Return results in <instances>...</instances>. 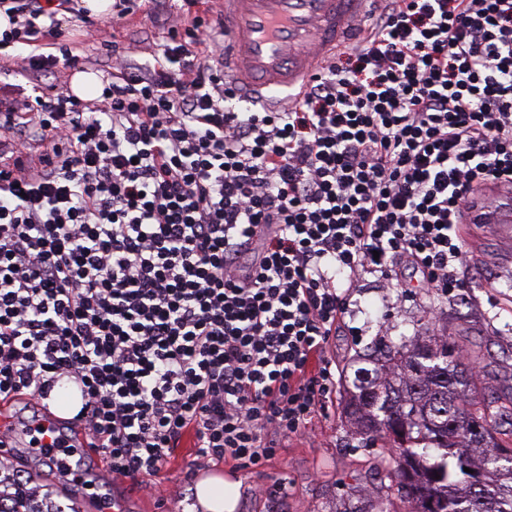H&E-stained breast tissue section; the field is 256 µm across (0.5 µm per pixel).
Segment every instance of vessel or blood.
<instances>
[{
    "label": "vessel or blood",
    "instance_id": "1",
    "mask_svg": "<svg viewBox=\"0 0 512 512\" xmlns=\"http://www.w3.org/2000/svg\"><path fill=\"white\" fill-rule=\"evenodd\" d=\"M374 0H224V72L248 97L275 101L297 90L351 38ZM469 224L494 225L512 246V190L498 188L493 203L466 216ZM74 419L55 411L30 425L31 452L51 467L69 468L71 456L90 452L87 438L66 431Z\"/></svg>",
    "mask_w": 512,
    "mask_h": 512
}]
</instances>
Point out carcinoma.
<instances>
[{
  "label": "carcinoma",
  "mask_w": 512,
  "mask_h": 512,
  "mask_svg": "<svg viewBox=\"0 0 512 512\" xmlns=\"http://www.w3.org/2000/svg\"><path fill=\"white\" fill-rule=\"evenodd\" d=\"M354 372L350 414L367 441L387 440L388 477L410 512H479L464 468L493 486L486 512H512V429L499 416L512 400L468 394L472 356L452 337L384 340Z\"/></svg>",
  "instance_id": "cac0c4a2"
}]
</instances>
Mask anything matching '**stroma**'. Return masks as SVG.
<instances>
[{
	"mask_svg": "<svg viewBox=\"0 0 512 512\" xmlns=\"http://www.w3.org/2000/svg\"><path fill=\"white\" fill-rule=\"evenodd\" d=\"M64 34L60 45L78 61L76 67L58 66L56 72L42 74L39 86L70 82L75 71L103 73L112 63V48L101 29L126 45L145 43L137 63L153 62L168 40L167 28L153 17L150 0H140L135 14L90 16L82 0H67L58 14ZM470 260L468 286L455 296H438L413 289L408 296L386 287L377 276L364 275L355 288L357 301L346 324L333 339L339 365L336 403L327 413L315 416L306 433L280 443L274 457L264 467V476L232 465L205 464L206 474H219L238 486L234 512H408L386 479L380 444H365L345 408L350 381L358 356L368 353L382 336L453 337L475 353L477 387L486 394L512 397V288L504 287L501 275L502 246L488 224L461 227ZM17 457L26 459L28 470L52 487L59 501L78 503L81 512H102L112 502L128 512H195L196 479L184 472L195 460L193 447L177 448L171 468L149 478L147 485L112 484L103 459L85 458L84 466L98 483V496L86 499L82 485L59 471L41 464L25 449ZM285 478L284 490L268 493L269 476Z\"/></svg>",
	"mask_w": 512,
	"mask_h": 512,
	"instance_id": "35a3bbf8",
	"label": "stroma"
}]
</instances>
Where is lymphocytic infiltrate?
Returning <instances> with one entry per match:
<instances>
[{"instance_id":"obj_1","label":"lymphocytic infiltrate","mask_w":512,"mask_h":512,"mask_svg":"<svg viewBox=\"0 0 512 512\" xmlns=\"http://www.w3.org/2000/svg\"><path fill=\"white\" fill-rule=\"evenodd\" d=\"M8 3L0 50L55 68L54 0ZM168 22L155 65L113 46L99 102L0 97V400L76 385L116 482L188 435L264 467L336 400L358 278L461 290L459 226L512 185V0H384L276 108L230 92L198 18ZM0 512L79 509L0 456Z\"/></svg>"}]
</instances>
